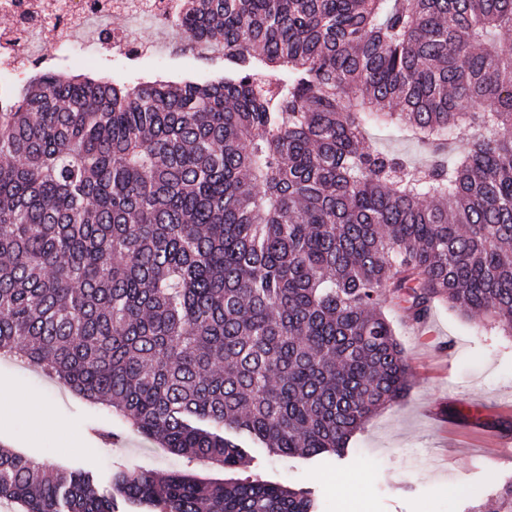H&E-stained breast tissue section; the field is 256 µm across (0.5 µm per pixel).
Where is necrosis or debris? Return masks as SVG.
I'll return each instance as SVG.
<instances>
[{
  "label": "necrosis or debris",
  "instance_id": "obj_1",
  "mask_svg": "<svg viewBox=\"0 0 512 512\" xmlns=\"http://www.w3.org/2000/svg\"><path fill=\"white\" fill-rule=\"evenodd\" d=\"M171 16L172 0H0V85L25 76L31 62L79 52L70 38L87 30V53L161 58L154 41L132 39L126 25L152 26Z\"/></svg>",
  "mask_w": 512,
  "mask_h": 512
}]
</instances>
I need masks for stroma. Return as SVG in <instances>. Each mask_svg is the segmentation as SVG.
Returning <instances> with one entry per match:
<instances>
[{
  "instance_id": "obj_1",
  "label": "stroma",
  "mask_w": 512,
  "mask_h": 512,
  "mask_svg": "<svg viewBox=\"0 0 512 512\" xmlns=\"http://www.w3.org/2000/svg\"><path fill=\"white\" fill-rule=\"evenodd\" d=\"M178 39L166 35L165 67L117 57L101 59L97 72L117 82L159 73L211 80L223 72V64L186 57ZM385 313L411 366L407 395L372 415L342 457L280 458L253 448L236 478L310 490L323 512H463L512 483V465L486 460L495 442L512 446V336L440 304L421 326L399 308ZM0 385L10 391L0 399V446L52 467L93 471L99 487L120 467L223 476L123 428L111 412L36 369L1 358ZM36 403L49 404V413L35 415ZM475 410L483 431L458 432L459 412ZM104 431L118 433V441L104 442Z\"/></svg>"
}]
</instances>
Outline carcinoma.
<instances>
[{"mask_svg": "<svg viewBox=\"0 0 512 512\" xmlns=\"http://www.w3.org/2000/svg\"><path fill=\"white\" fill-rule=\"evenodd\" d=\"M172 23L222 76L0 87V357L190 462L341 455L409 387L383 304L512 335V0H176ZM388 125L427 161L368 145ZM3 500L319 512L259 477L101 493L1 447Z\"/></svg>", "mask_w": 512, "mask_h": 512, "instance_id": "carcinoma-1", "label": "carcinoma"}]
</instances>
